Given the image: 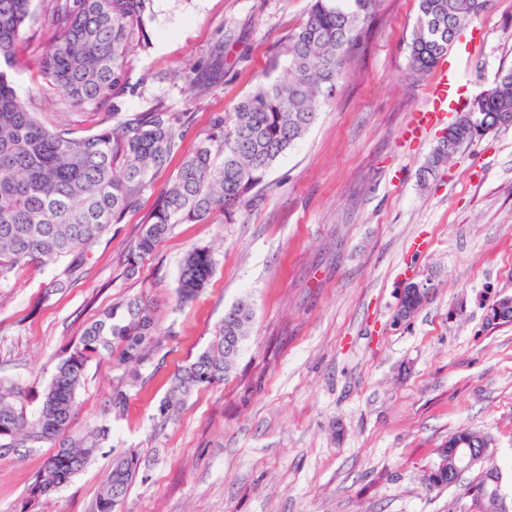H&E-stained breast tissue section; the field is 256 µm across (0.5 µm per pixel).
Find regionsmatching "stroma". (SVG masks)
<instances>
[{"mask_svg": "<svg viewBox=\"0 0 512 512\" xmlns=\"http://www.w3.org/2000/svg\"><path fill=\"white\" fill-rule=\"evenodd\" d=\"M312 0H152L150 35L137 48L123 115L160 104L194 115L182 150L194 149L214 116L231 117ZM17 48L15 81L37 108L63 112L75 131L103 111L61 108L38 70L53 31L42 0ZM417 0H381L364 48L350 52L334 99L269 170L253 201L231 219L174 225L127 274L125 255L181 155L160 169L139 211L88 254L83 277L45 296L66 263H34L0 286V378L21 383L38 405L64 352L104 311L141 298L166 335L109 411L123 370L91 360L76 398L75 434L111 430L97 458L51 496L30 488L50 454L0 458V512H97L114 451L136 449L141 469L123 512H474L471 487L498 471L512 512V322L486 320L512 296V127L463 146L427 173L447 129L412 125L427 107V79L408 71L406 44ZM476 48L458 40L467 97L512 69V0H490L474 18ZM224 53V76L194 87L193 67ZM209 246L215 269L203 294L177 306L188 250ZM430 300L396 322L405 281ZM249 300L254 317L234 371L195 391L177 419L157 405L172 375L213 340L225 309ZM492 440L484 466L447 488L426 470L450 433Z\"/></svg>", "mask_w": 512, "mask_h": 512, "instance_id": "obj_1", "label": "stroma"}]
</instances>
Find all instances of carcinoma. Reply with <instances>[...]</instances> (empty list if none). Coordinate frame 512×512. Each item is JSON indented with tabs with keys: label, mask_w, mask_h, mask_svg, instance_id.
I'll list each match as a JSON object with an SVG mask.
<instances>
[{
	"label": "carcinoma",
	"mask_w": 512,
	"mask_h": 512,
	"mask_svg": "<svg viewBox=\"0 0 512 512\" xmlns=\"http://www.w3.org/2000/svg\"><path fill=\"white\" fill-rule=\"evenodd\" d=\"M34 0H0V285L34 262L70 258L64 274L47 293L61 291L79 276L88 252L125 216L140 207L154 174L181 151L192 114L156 106L121 117L118 102L134 90L130 82L135 47L147 40L144 15L151 0H42L54 38L39 62L43 79L62 89L72 107L112 108V125L84 134L49 119L18 92L11 75L16 48L31 17ZM381 0H314L305 21L281 48L286 66L273 79H260L235 108L231 125L214 118L211 134L199 141L174 178L157 194L154 208L138 229L135 248L124 259L130 273L172 226L201 223L232 208L264 182L274 162L300 140L335 95L345 56L362 47ZM487 0H419L417 25L407 44L409 69L430 72L448 53L451 34L486 8ZM476 119L492 130L512 121V70L498 74L480 92ZM476 139L464 125L454 147L434 152L428 169ZM214 258L207 246L184 257L176 300L186 304L207 287ZM253 308L240 300L224 313L214 341L169 382L157 411L174 418L198 389L224 381L234 370L248 335ZM163 343L151 310L139 300L109 309L85 328L78 344L60 359L39 407L27 409L17 383L0 380V457L24 448L56 447L38 473L33 498L47 497L90 465L109 437L105 426L70 432L76 395L88 363L107 356L124 368L110 408L121 410L126 386ZM478 440L467 428L450 434L438 451L456 465L458 438ZM141 468L139 453L128 448L112 458L103 480L97 512H122ZM433 487L457 483L455 472L430 466Z\"/></svg>",
	"instance_id": "1"
}]
</instances>
